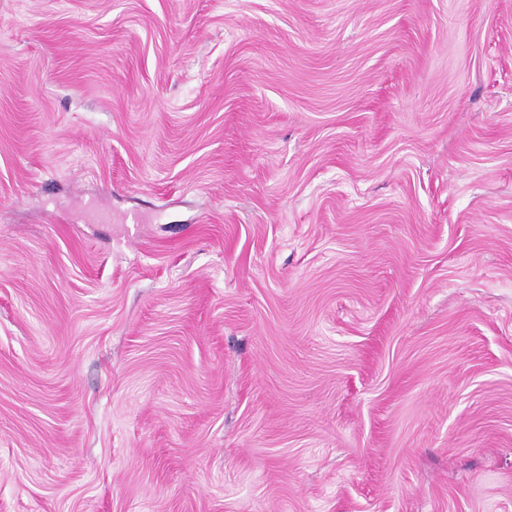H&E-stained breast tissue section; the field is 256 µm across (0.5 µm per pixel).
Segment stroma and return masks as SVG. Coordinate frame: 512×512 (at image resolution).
<instances>
[{
	"instance_id": "obj_1",
	"label": "stroma",
	"mask_w": 512,
	"mask_h": 512,
	"mask_svg": "<svg viewBox=\"0 0 512 512\" xmlns=\"http://www.w3.org/2000/svg\"><path fill=\"white\" fill-rule=\"evenodd\" d=\"M0 512H512V0H0Z\"/></svg>"
}]
</instances>
